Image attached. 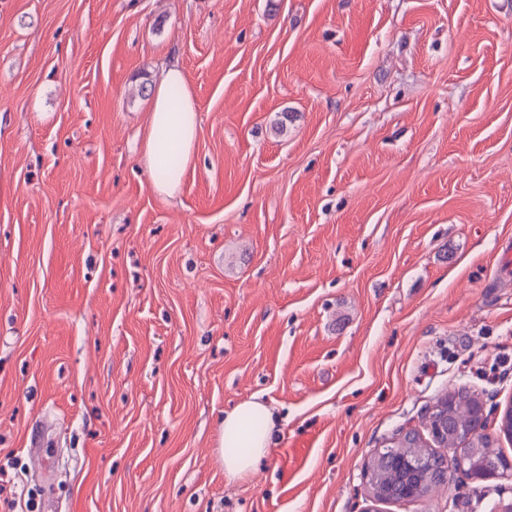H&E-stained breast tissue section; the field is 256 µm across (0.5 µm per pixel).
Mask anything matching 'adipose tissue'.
I'll return each instance as SVG.
<instances>
[{
	"instance_id": "1",
	"label": "adipose tissue",
	"mask_w": 512,
	"mask_h": 512,
	"mask_svg": "<svg viewBox=\"0 0 512 512\" xmlns=\"http://www.w3.org/2000/svg\"><path fill=\"white\" fill-rule=\"evenodd\" d=\"M182 90L181 109L169 111V91L172 86ZM198 135V107L192 89L186 82L185 73L177 62L163 66L152 88L150 110L146 114L139 161L152 174V186L165 196L174 195L191 165ZM175 149L179 156L178 166L166 176L158 174V160L166 149ZM266 417L268 428L252 433L247 423L252 415ZM277 419L271 408L257 399L238 403L225 411L220 420L216 438L217 450L224 462V475L228 480H238L254 473L267 457L272 442V430Z\"/></svg>"
}]
</instances>
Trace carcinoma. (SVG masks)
Returning <instances> with one entry per match:
<instances>
[{
  "instance_id": "obj_1",
  "label": "carcinoma",
  "mask_w": 512,
  "mask_h": 512,
  "mask_svg": "<svg viewBox=\"0 0 512 512\" xmlns=\"http://www.w3.org/2000/svg\"><path fill=\"white\" fill-rule=\"evenodd\" d=\"M449 398L452 402L446 411L435 410L429 416V424H440L442 434L437 441L440 448L455 447L459 437L479 424L474 409L477 397L465 390H458L449 394ZM503 459L500 451L494 448V440L482 431L475 436L466 451L464 468L469 470L477 467L485 472L492 471L501 465ZM376 474L386 495L394 501L403 496L406 479L419 486L422 497L440 487H464L458 473L448 470L443 453L416 445L413 433L395 439L390 447L381 452Z\"/></svg>"
}]
</instances>
